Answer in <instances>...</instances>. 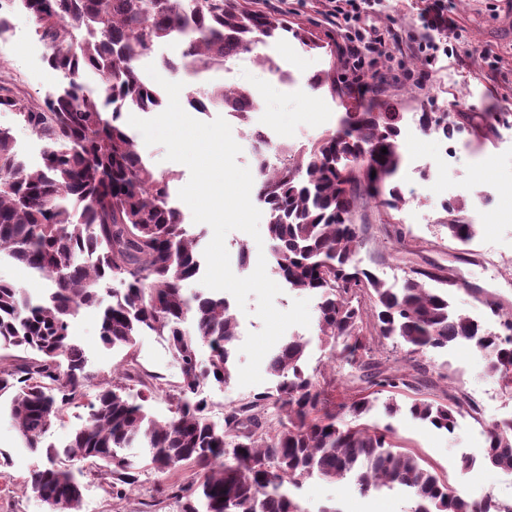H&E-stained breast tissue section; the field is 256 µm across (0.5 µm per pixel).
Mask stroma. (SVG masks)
<instances>
[{
    "label": "stroma",
    "instance_id": "stroma-1",
    "mask_svg": "<svg viewBox=\"0 0 512 512\" xmlns=\"http://www.w3.org/2000/svg\"><path fill=\"white\" fill-rule=\"evenodd\" d=\"M251 7L281 14L290 26L303 27L322 42L321 47L288 38L259 46L258 55L271 57L290 75L289 82L278 81L267 68L251 57L236 61L230 72L211 71L202 84L212 87L227 83L256 89L261 105L250 113L247 122L229 118L234 140L240 145L239 165L253 167L249 130L265 131L272 142L302 146L336 129L346 110L355 109L360 98L356 86L370 82L373 72L385 73L392 87L379 97L382 105L394 106L411 123L418 112H451L473 116L485 136L477 141L473 133L455 135L456 157L443 164L436 134L421 132L404 140L405 164L399 175L409 193L407 204L398 211L385 212L375 204L360 208L359 219L369 224V237L359 252L362 266L382 279L402 284L412 267L438 268L450 281L448 295L456 311L494 330L498 321L488 304L496 302L512 308V0H448V9L436 15L433 0H382L380 7L360 15L351 26L376 29L394 38L388 56L356 68L341 59L342 34L325 15L323 0H250ZM9 30L0 36V86L10 89L26 103L37 106L56 93L64 83L61 74L45 62V44L36 34L25 11L5 9ZM434 39L453 45L456 56L420 50L419 41ZM335 69L336 84L343 99L328 90L314 91L310 75ZM0 125L10 128L14 149L28 166L41 165L43 142L21 118L0 112ZM465 186L467 208L464 219L476 227L473 239L460 244L448 237L443 204L448 189ZM405 234L403 244L389 242L391 228ZM289 335L308 340L304 369L323 376L333 373L337 385L348 382L349 366L332 364L328 349L320 343L315 326H293ZM72 340L82 346L93 379L86 392L95 395L101 382L111 379L115 368L124 364L126 351L109 348L99 337V312L83 308L69 321ZM142 370L156 376L159 391L147 403V411L157 419L172 414L170 390L179 380V368L165 337L152 332L142 334L135 347ZM435 387L401 388L396 400L410 405L416 398H441L444 386L464 392L476 404L477 413L458 415L453 433L439 431L402 414L387 418L382 407H374L368 422L392 424L399 444L432 465L438 473L459 487L467 496H490L503 502L512 500V472L476 463L460 469L461 455L484 447L486 424L491 420L512 419V392L485 369L479 352L458 342L422 355ZM272 378L262 386L272 387ZM259 386V387H262ZM259 387L240 386L237 380L218 384L205 380L199 387L209 404V415L223 424L224 412ZM11 392L0 393V512H47V505L25 487L32 470L42 459L30 452L9 416ZM81 512H183L184 504L157 495L160 476L142 469L137 488L125 498H113L96 470L82 478ZM304 512H323L336 507L338 512H409L410 502L398 489H384L369 495L359 494L345 481L321 478L306 480L296 491Z\"/></svg>",
    "mask_w": 512,
    "mask_h": 512
}]
</instances>
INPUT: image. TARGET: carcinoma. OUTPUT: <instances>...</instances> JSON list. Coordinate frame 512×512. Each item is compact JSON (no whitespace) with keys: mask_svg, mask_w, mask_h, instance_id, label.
I'll use <instances>...</instances> for the list:
<instances>
[{"mask_svg":"<svg viewBox=\"0 0 512 512\" xmlns=\"http://www.w3.org/2000/svg\"><path fill=\"white\" fill-rule=\"evenodd\" d=\"M47 45L48 66L70 77L57 95L33 107L0 87V112H14L46 147L43 164L26 166L14 150L11 129L0 126V260L17 261L54 285L34 300L0 280V345L39 354L23 363H0V392L12 390L9 415L26 448L45 457L26 488L49 512H80L82 490L72 463L102 464L100 476L121 499L138 484L140 468L126 450H146L145 467L169 475L194 467L183 483L157 493L185 500V512H302L291 489L314 476L347 480L360 493L397 486L411 499L410 512H512V504L468 499L414 453L396 445L394 429L359 419L382 392L411 387L426 377L417 356L465 341L486 356L487 372L512 383V312L489 304L500 331L484 329L455 311L444 286L448 277L413 268L393 288L367 268L352 264L369 226L355 222L358 208L374 201L388 210L407 204L396 180L402 164V113L359 107L340 126L308 147L276 148L275 161L257 168L258 196L270 221L275 270L290 288L312 291L318 336L331 359L358 371L343 388V402L327 405L329 381L304 370L307 342L292 336L274 353L268 372L275 385L224 412V426L209 419L198 395L202 380L226 384L234 369L236 317L222 296L188 294L183 283L200 270V237L187 229L184 212L170 203L169 176L143 161L121 122L129 110L154 112L162 94L139 74L137 63L152 48L177 39L180 62L171 69H226L260 41L284 33L304 39V29L240 0H17ZM85 73L104 85L95 95ZM314 90L336 95L330 68L308 79ZM195 112L212 107L244 121L259 107L255 90L240 86L191 88ZM425 131L448 138L465 122L435 112L416 113ZM387 153H381V149ZM366 164L363 175L344 161ZM464 205L445 202L448 237L466 244L474 225L460 218ZM112 304L100 313V340L128 348L126 367L84 402L89 379L84 350L68 335V318L99 305L111 281ZM167 338L180 369L170 398L172 417L153 418L146 402L157 392L155 376L134 354L144 330ZM375 340L400 341L414 374L372 362ZM210 351L200 366L197 351ZM142 387L133 399L125 382ZM87 404V423L63 449L45 444L47 432L67 408ZM477 412L461 392L441 401L416 399L410 415L451 434L456 414ZM358 419L345 423L340 414ZM485 460L512 471V420L488 425Z\"/></svg>","mask_w":512,"mask_h":512,"instance_id":"carcinoma-1","label":"carcinoma"}]
</instances>
